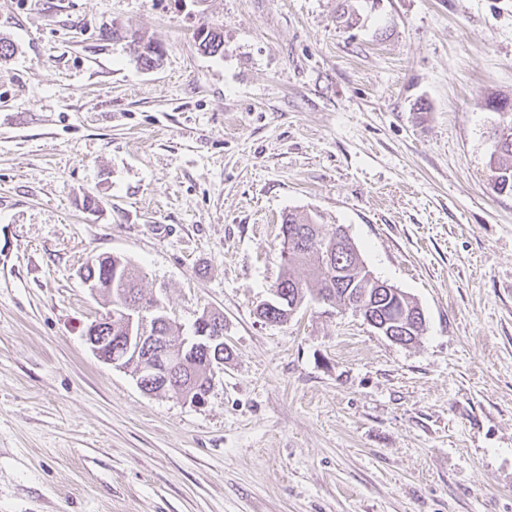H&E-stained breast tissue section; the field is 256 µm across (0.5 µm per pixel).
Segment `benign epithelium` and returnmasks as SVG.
I'll list each match as a JSON object with an SVG mask.
<instances>
[{
  "label": "benign epithelium",
  "mask_w": 512,
  "mask_h": 512,
  "mask_svg": "<svg viewBox=\"0 0 512 512\" xmlns=\"http://www.w3.org/2000/svg\"><path fill=\"white\" fill-rule=\"evenodd\" d=\"M362 285L384 290L396 298H404L406 294L395 286L365 271ZM354 311L363 316L364 320L390 341L410 344L421 322L424 321L421 309L413 304L400 302L399 313L393 320L371 315L361 304L354 306ZM169 320L165 307L159 300L149 306H125L119 310H107L96 319L86 330V341L95 355L103 361L118 368H126L128 364L138 365L135 376L140 387L151 385L156 381L168 382L183 373L187 362L183 352H177L169 346L162 336L150 335V330L159 326L162 321ZM208 315L198 319L200 328L194 332L191 344L194 348L211 352L224 348V328L209 326ZM118 325L125 333V346L112 349V337L108 336V327Z\"/></svg>",
  "instance_id": "benign-epithelium-1"
}]
</instances>
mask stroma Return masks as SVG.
<instances>
[{
    "instance_id": "1",
    "label": "stroma",
    "mask_w": 512,
    "mask_h": 512,
    "mask_svg": "<svg viewBox=\"0 0 512 512\" xmlns=\"http://www.w3.org/2000/svg\"><path fill=\"white\" fill-rule=\"evenodd\" d=\"M338 2L0 0V512H512L487 105L512 95V0H365L352 29ZM302 211L417 303L413 344L312 300L258 318ZM101 253L183 334L223 314L205 404L89 348ZM199 48L207 54L216 55L224 51L223 28L203 23L194 32ZM131 45L133 46L137 61L141 65L153 68L159 64L162 53L158 45L151 39H145L142 35L133 34L131 36ZM289 224H301V225L313 224V225L317 226V230L319 232V235L322 236V239H324V238L328 237L329 235L336 232V256L339 255L338 250H339V248L342 247V242L346 243L347 238H350L346 228L343 225H340L339 228L337 229V231L335 229L332 232H324L323 231L324 224H318L316 217L312 216L311 214H308V213H303V212L302 213H293V212L288 213V215H286L282 220L281 230H283L284 226L289 225Z\"/></svg>"
}]
</instances>
